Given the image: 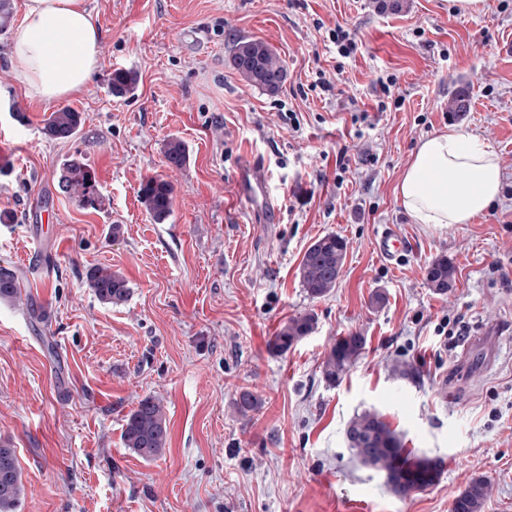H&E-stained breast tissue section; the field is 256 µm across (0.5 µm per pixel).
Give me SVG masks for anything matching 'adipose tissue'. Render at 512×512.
<instances>
[{"mask_svg":"<svg viewBox=\"0 0 512 512\" xmlns=\"http://www.w3.org/2000/svg\"><path fill=\"white\" fill-rule=\"evenodd\" d=\"M79 35L72 50L69 37ZM101 32L86 0H25L9 62L27 96L57 101L85 89L99 66ZM501 168L479 138L451 130L422 139L398 186L418 224H467L499 197Z\"/></svg>","mask_w":512,"mask_h":512,"instance_id":"1","label":"adipose tissue"}]
</instances>
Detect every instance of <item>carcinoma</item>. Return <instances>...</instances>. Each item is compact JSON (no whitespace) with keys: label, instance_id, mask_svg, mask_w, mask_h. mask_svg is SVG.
Wrapping results in <instances>:
<instances>
[{"label":"carcinoma","instance_id":"carcinoma-1","mask_svg":"<svg viewBox=\"0 0 512 512\" xmlns=\"http://www.w3.org/2000/svg\"><path fill=\"white\" fill-rule=\"evenodd\" d=\"M232 65L247 83L268 95L278 94L286 81L283 59L268 44L259 39H241L234 45ZM137 75L129 70L117 69L112 73V95L124 97L134 92ZM469 107V89L460 87L448 98V111L463 114ZM81 115L72 108H62L45 120V134L56 140L75 137L80 130ZM164 155L169 166L183 168L189 160L186 144L177 138L168 140ZM59 186L63 192L78 198L79 202L93 209L101 204L94 174L78 158L63 163ZM174 187L161 177H151L142 183L140 200L155 224H163L172 212ZM347 241L336 234L317 238L306 250L298 267L302 287L312 299L326 296L336 287L344 265ZM85 280L98 300L104 304H118L130 293L124 276L108 268L90 267ZM426 280L432 290L446 295L454 282V267L446 257L432 261L427 267ZM21 299L20 277L6 269L0 270V301ZM317 318L312 313H300L288 319L271 341L272 349L285 353L309 336L316 327ZM365 337L358 333L342 336L334 342L321 365L323 379L335 384L355 365L364 352ZM234 405L245 416L260 406L257 396L248 390L239 393ZM346 437L356 458L362 465L386 474L387 485L393 493L404 498L414 492L434 486L440 479L441 469L428 457H418L403 447L401 438L384 418L374 411H364L354 416L347 427ZM122 439L146 461L160 457L168 439L165 407L153 397L141 398L125 419ZM8 468V486H0V512H14L24 495V485L18 468L15 451L0 442V471ZM489 484L483 478H473L453 500L451 512H482L488 495Z\"/></svg>","mask_w":512,"mask_h":512}]
</instances>
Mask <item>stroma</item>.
<instances>
[{
	"instance_id": "1",
	"label": "stroma",
	"mask_w": 512,
	"mask_h": 512,
	"mask_svg": "<svg viewBox=\"0 0 512 512\" xmlns=\"http://www.w3.org/2000/svg\"><path fill=\"white\" fill-rule=\"evenodd\" d=\"M103 38L87 89L26 97L0 35V268L22 299L0 301V441L16 450L25 494L15 512H449L476 477L483 512H512V0L476 13L448 0H87ZM358 48L337 54L336 26ZM242 38L267 42L286 82L270 96L231 65ZM135 71L113 97L114 70ZM324 72L330 90L315 87ZM469 86V110L448 96ZM82 115L79 133L43 132L51 112ZM451 129L498 155V200L468 224H417L396 190L424 137ZM189 161L169 168L170 138ZM346 170H339L337 156ZM93 172L101 209L63 192V163ZM257 161L277 210L263 220L238 196ZM174 186L153 223L142 182ZM409 243L396 266L377 255L379 225ZM346 239L335 288L310 298L297 276L318 237ZM447 257L453 289L435 294L428 265ZM92 266L119 271L130 295L101 303ZM386 302L373 307L375 292ZM311 312L312 334L284 353L270 342ZM465 325L440 336L441 321ZM488 343L472 342L483 328ZM366 339L336 384L321 364L336 338ZM415 375H396L397 363ZM261 405L241 416V389ZM164 404L169 440L146 461L122 441L139 398ZM384 415L408 449L443 462L439 482L401 498L363 466L345 429Z\"/></svg>"
}]
</instances>
